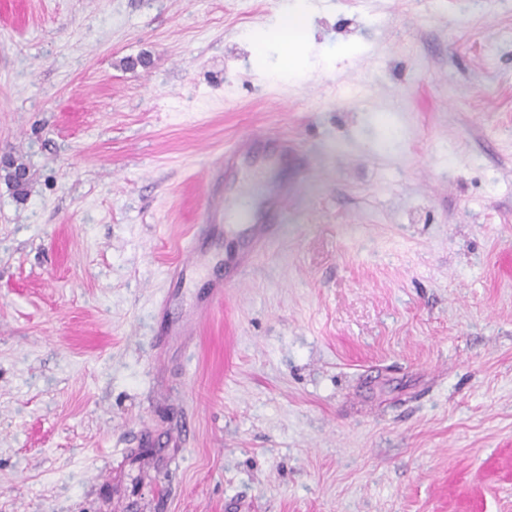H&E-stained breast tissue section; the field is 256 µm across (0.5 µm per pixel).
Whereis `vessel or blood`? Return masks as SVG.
Returning a JSON list of instances; mask_svg holds the SVG:
<instances>
[{
    "instance_id": "vessel-or-blood-1",
    "label": "vessel or blood",
    "mask_w": 512,
    "mask_h": 512,
    "mask_svg": "<svg viewBox=\"0 0 512 512\" xmlns=\"http://www.w3.org/2000/svg\"><path fill=\"white\" fill-rule=\"evenodd\" d=\"M298 163V147L288 137L261 132L235 139L225 149L223 159L208 174L209 196L203 221L191 226L183 248V260L171 271L173 280L182 282L187 271L197 266L200 243L218 225L223 227L225 235L237 240L236 250L228 262V274L233 278L240 277L242 270L274 236L279 215L294 192L288 170ZM244 171L270 173L261 204L244 206L235 193L231 177ZM223 300V284H211L201 297L194 317L186 323V330L201 331L205 314Z\"/></svg>"
}]
</instances>
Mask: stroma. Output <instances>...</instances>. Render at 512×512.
Returning <instances> with one entry per match:
<instances>
[{"instance_id":"obj_1","label":"stroma","mask_w":512,"mask_h":512,"mask_svg":"<svg viewBox=\"0 0 512 512\" xmlns=\"http://www.w3.org/2000/svg\"><path fill=\"white\" fill-rule=\"evenodd\" d=\"M286 2L0 0V512H512V0H311L292 76ZM267 128L276 236L156 343ZM308 1H297L291 8L279 11L273 37L289 49L287 71L299 74L301 59L306 57L309 46V12ZM299 164L297 144L275 133H248L239 136L224 150V158L209 172V196L203 212V224L190 227L183 247L181 263L171 270L172 279L180 283L186 273L198 265L199 245L206 240L216 224L224 227V237L232 236L237 247L227 261L228 276L239 279L247 267L275 235L279 215L293 195L294 183L288 178V167ZM244 171L268 172V181L261 204L244 208L235 193L230 175ZM224 288H227L224 283H213L204 292L203 297L200 299V304L196 309L195 316L186 324H184L179 332L192 331L200 332L204 322V316L215 305L223 302Z\"/></svg>"}]
</instances>
